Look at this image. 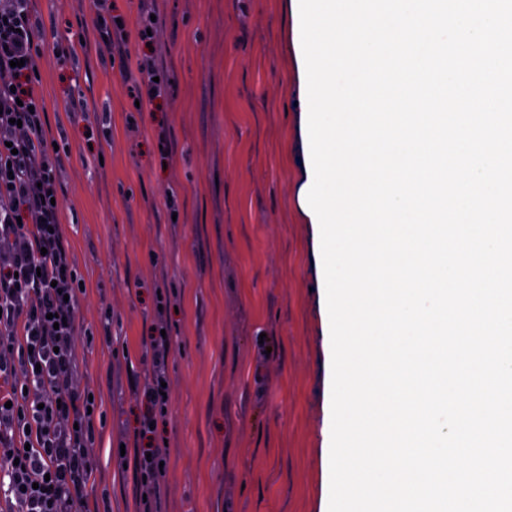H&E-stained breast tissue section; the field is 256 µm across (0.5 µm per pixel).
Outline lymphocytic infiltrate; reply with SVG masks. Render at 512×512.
I'll use <instances>...</instances> for the list:
<instances>
[{
  "mask_svg": "<svg viewBox=\"0 0 512 512\" xmlns=\"http://www.w3.org/2000/svg\"><path fill=\"white\" fill-rule=\"evenodd\" d=\"M46 59L31 0H0V512H81L95 470L96 420L75 379L81 279L49 199L58 152L35 91ZM158 303L143 338L151 374L135 429L140 512H157L167 458L155 426L169 406V293Z\"/></svg>",
  "mask_w": 512,
  "mask_h": 512,
  "instance_id": "lymphocytic-infiltrate-1",
  "label": "lymphocytic infiltrate"
}]
</instances>
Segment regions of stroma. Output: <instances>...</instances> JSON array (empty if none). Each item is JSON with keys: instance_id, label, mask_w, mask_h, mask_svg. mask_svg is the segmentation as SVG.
<instances>
[{"instance_id": "stroma-1", "label": "stroma", "mask_w": 512, "mask_h": 512, "mask_svg": "<svg viewBox=\"0 0 512 512\" xmlns=\"http://www.w3.org/2000/svg\"><path fill=\"white\" fill-rule=\"evenodd\" d=\"M111 2L130 61L168 82L153 103L136 106L140 74L101 56L92 0H33L46 49L64 53L38 94L83 282L78 379L101 413L86 512H139L142 337L159 288L175 293L159 512H328L332 352L294 0Z\"/></svg>"}]
</instances>
